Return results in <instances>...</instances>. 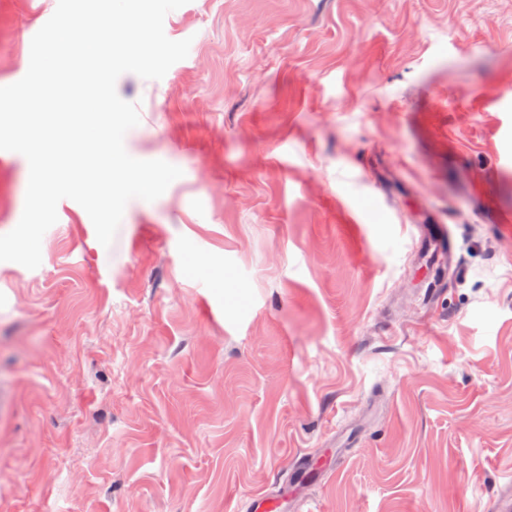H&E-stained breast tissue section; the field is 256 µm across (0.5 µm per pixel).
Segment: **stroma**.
Masks as SVG:
<instances>
[{"label":"stroma","instance_id":"35a3bbf8","mask_svg":"<svg viewBox=\"0 0 512 512\" xmlns=\"http://www.w3.org/2000/svg\"><path fill=\"white\" fill-rule=\"evenodd\" d=\"M57 2L0 0V81ZM164 32L188 56L116 90L181 177L110 246L64 199L37 269L0 262V512L512 501V0H188ZM26 188L0 165V235Z\"/></svg>","mask_w":512,"mask_h":512}]
</instances>
